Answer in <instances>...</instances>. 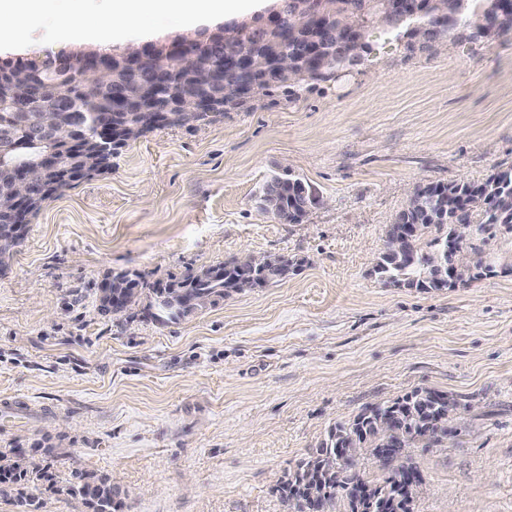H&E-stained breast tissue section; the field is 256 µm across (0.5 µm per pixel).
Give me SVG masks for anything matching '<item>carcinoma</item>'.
I'll list each match as a JSON object with an SVG mask.
<instances>
[{"label": "carcinoma", "mask_w": 512, "mask_h": 512, "mask_svg": "<svg viewBox=\"0 0 512 512\" xmlns=\"http://www.w3.org/2000/svg\"><path fill=\"white\" fill-rule=\"evenodd\" d=\"M384 0H312L317 19L295 29L294 18L287 15L283 25L288 27V40H280L276 29L255 30L232 28L226 30L227 39L234 41L252 54L260 48L285 49L297 65L293 78L279 84L258 82L251 97L244 100L229 98L224 110H248L252 102L271 94L283 92L291 102L301 92L336 80V74L348 67L369 50V44L343 43L339 30L345 23L357 26L362 34L375 28ZM439 7L448 10V27H437L426 33L428 43L445 40L459 31L471 36L494 29V34L512 33V0H467L458 9L453 0H439ZM319 46L327 54L328 63L316 76L307 75L309 58L307 48ZM72 54L60 50L46 54L42 59L19 58L7 65L0 64V98L7 96L15 75L22 74L41 83L47 73L64 69L71 74L74 91L80 99H92L96 88L90 76L70 64ZM215 69L224 74V88L238 82L236 71L224 64L215 54L210 58ZM59 115L74 120H85L86 128L97 131V125L110 122L106 112L85 116L81 112L61 110ZM34 135L28 112H0V138L14 140ZM320 195L318 189L306 180L285 172L274 175L262 186L257 196L264 211L281 223L296 224L305 215L304 205L311 197ZM476 225L475 236L481 242L496 235L505 227L512 231V167L502 169L483 183L452 182L427 183L417 186L397 223L387 230L384 251L376 265L379 278L393 286L420 289H441L465 281L478 279L492 272L482 249L472 248L475 258L456 266V276L448 279L451 266L448 250L455 244L454 225ZM12 225L0 216V262L12 257L19 242L10 236ZM240 258L202 269L182 282L158 283L152 293L197 306V300L208 299L213 304L225 296L240 292ZM457 408L455 398L429 389H417L391 403L366 407L352 419L330 428L327 439L307 460L286 473L281 480L282 500L288 512H337V503H347L346 512H411L412 490L422 482L421 473L408 454V449L419 444L424 447L439 444L453 433L451 422ZM368 454L377 459L385 470L380 481L365 479L355 470L356 456ZM78 485H68L67 491L81 496L94 512H115L119 490L105 478L78 475Z\"/></svg>", "instance_id": "carcinoma-1"}]
</instances>
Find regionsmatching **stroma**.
Here are the masks:
<instances>
[{"label": "stroma", "instance_id": "1", "mask_svg": "<svg viewBox=\"0 0 512 512\" xmlns=\"http://www.w3.org/2000/svg\"><path fill=\"white\" fill-rule=\"evenodd\" d=\"M274 0L192 28L148 14L114 51L196 36L267 14ZM49 0L0 60L100 47L63 38L73 11ZM361 63L296 102L161 128L111 170L46 200L0 271V512H89L62 493L109 477L118 512H286L276 485L331 427L418 388L458 402L454 436L412 449L413 512H512V233L483 247L493 271L453 288L384 284L373 267L416 185L482 182L512 166V35L414 51L379 33ZM290 170L326 203L301 223L256 196ZM249 253L294 259L288 274L165 326L142 296L101 311L102 280L148 289Z\"/></svg>", "mask_w": 512, "mask_h": 512}]
</instances>
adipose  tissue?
Wrapping results in <instances>:
<instances>
[{
	"label": "adipose tissue",
	"instance_id": "1",
	"mask_svg": "<svg viewBox=\"0 0 512 512\" xmlns=\"http://www.w3.org/2000/svg\"><path fill=\"white\" fill-rule=\"evenodd\" d=\"M45 0H0V39L20 37L31 21L43 11ZM249 0H112L111 18L97 28H89L83 14L66 17L65 33L80 37L95 33L109 42L132 22L149 10L175 15L185 27L213 14H232L244 11Z\"/></svg>",
	"mask_w": 512,
	"mask_h": 512
}]
</instances>
